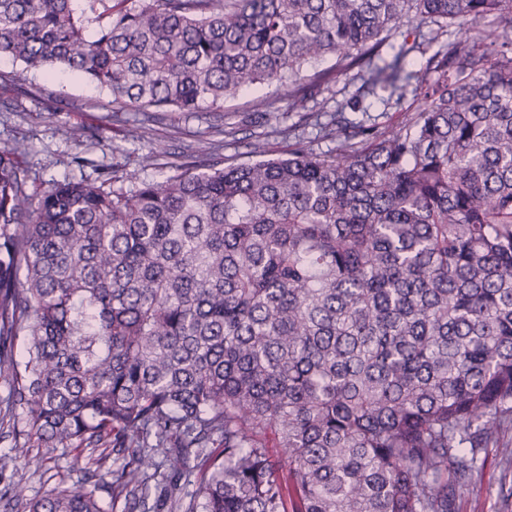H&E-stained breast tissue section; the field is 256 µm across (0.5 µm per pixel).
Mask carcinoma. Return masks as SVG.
Instances as JSON below:
<instances>
[{"instance_id":"cac0c4a2","label":"carcinoma","mask_w":512,"mask_h":512,"mask_svg":"<svg viewBox=\"0 0 512 512\" xmlns=\"http://www.w3.org/2000/svg\"><path fill=\"white\" fill-rule=\"evenodd\" d=\"M412 9L462 39L368 64L369 93L416 81V111L335 118L328 155L223 166L202 141L159 181L35 195L0 146V429L13 461L79 449L97 477L29 512H111L104 486L130 512H452L509 448L512 39L479 24L512 33V0H0V56L121 112L273 84L299 111Z\"/></svg>"}]
</instances>
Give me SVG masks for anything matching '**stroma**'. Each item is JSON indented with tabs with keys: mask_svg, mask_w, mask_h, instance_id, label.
Returning a JSON list of instances; mask_svg holds the SVG:
<instances>
[{
	"mask_svg": "<svg viewBox=\"0 0 512 512\" xmlns=\"http://www.w3.org/2000/svg\"><path fill=\"white\" fill-rule=\"evenodd\" d=\"M456 38V33L440 34L435 26L406 20L380 52L387 58L393 47L417 41L432 53ZM366 77L365 69L355 67L320 86L307 104L309 112L324 118L341 112L350 120L388 129L405 122L415 108L412 95L397 104L382 103L363 94ZM263 97L270 100L269 108L258 107ZM112 108L110 93L79 73L60 70L51 75L25 69L7 57L0 59V144L16 138L25 141L22 160L38 194L64 178L110 177L116 163L137 177L160 179L200 140L215 141V158L227 165L254 161L250 144L257 139L264 142L268 157H284L293 144L284 129L300 119L288 108L287 91L273 85L226 98L218 111L159 112L149 118L131 112L126 120L117 121ZM74 127L92 130L94 140L75 143L69 136ZM228 127L235 128V136H224ZM36 454L43 457V465L19 468L14 475L26 498L45 496L62 484L79 487L85 482L90 466L84 454L48 448L37 449ZM478 465L474 491L457 502L456 512H512V467L505 465L501 449H486Z\"/></svg>",
	"mask_w": 512,
	"mask_h": 512,
	"instance_id": "obj_1",
	"label": "stroma"
}]
</instances>
